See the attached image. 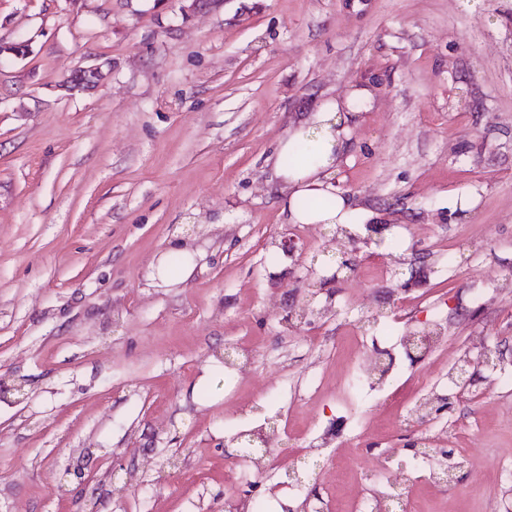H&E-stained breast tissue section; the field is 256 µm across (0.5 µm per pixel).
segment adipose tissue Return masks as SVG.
Segmentation results:
<instances>
[{"instance_id":"1","label":"adipose tissue","mask_w":512,"mask_h":512,"mask_svg":"<svg viewBox=\"0 0 512 512\" xmlns=\"http://www.w3.org/2000/svg\"><path fill=\"white\" fill-rule=\"evenodd\" d=\"M371 101L368 88H356L345 99L326 98L308 118L289 128L274 162L288 223H356L360 209L337 189L335 175L347 150L350 123ZM302 142L311 145V153L294 165H287L286 157ZM306 199H326L330 205L321 210H306L301 206Z\"/></svg>"}]
</instances>
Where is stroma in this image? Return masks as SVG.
<instances>
[{
	"mask_svg": "<svg viewBox=\"0 0 512 512\" xmlns=\"http://www.w3.org/2000/svg\"><path fill=\"white\" fill-rule=\"evenodd\" d=\"M183 6L0 0V41L30 44L0 56V512H353L359 433L417 476L414 512H503L512 391L479 361L512 350V0ZM103 62L98 91H59ZM355 86L374 103L336 185L367 219L287 223L278 144ZM180 242L189 278H154ZM389 320L400 368L340 397ZM437 326L406 356L404 333ZM427 371L442 410L421 431L394 387ZM422 435L450 453L449 490L420 477ZM302 452L315 465L286 487Z\"/></svg>",
	"mask_w": 512,
	"mask_h": 512,
	"instance_id": "1",
	"label": "stroma"
}]
</instances>
